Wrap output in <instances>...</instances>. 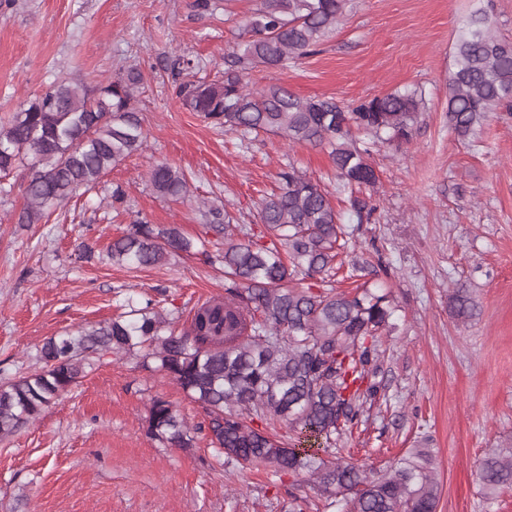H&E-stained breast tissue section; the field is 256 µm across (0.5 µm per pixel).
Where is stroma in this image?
<instances>
[{
  "mask_svg": "<svg viewBox=\"0 0 512 512\" xmlns=\"http://www.w3.org/2000/svg\"><path fill=\"white\" fill-rule=\"evenodd\" d=\"M258 0H6L0 5V121L60 81L89 86L131 69L143 75L136 106L147 144L49 221L21 224L28 169L0 179V383L40 369L50 337L117 317L127 299L189 311L222 294L224 267L195 256L157 266L112 264L106 251L138 218L202 235L199 201L261 235L257 212L296 167L325 187L356 246L336 276L352 291H391L398 310L377 339L379 400L346 439L347 455L375 466L415 448L433 452L437 512H512V489L485 500L479 468L488 449L512 443V110L488 113L457 138L448 123L453 45L476 9L512 41V0H349L316 53L278 69H255L251 85L331 98L343 109L396 90L421 89L425 110L409 142L376 143L378 182L360 190L374 212L348 213L326 149L272 134L224 132L186 108L176 80L221 79L241 27ZM192 60L175 72L177 59ZM183 170L189 200L157 195L149 169ZM122 187L120 210L110 206ZM92 260L80 259L83 247ZM475 304L467 322L449 308L453 289ZM173 403L190 424L201 409L166 375L137 358L92 359L85 375L33 422L0 439V512H288L298 491L315 512L310 485L264 471L226 475L205 435L193 447L151 439L152 397Z\"/></svg>",
  "mask_w": 512,
  "mask_h": 512,
  "instance_id": "obj_1",
  "label": "stroma"
}]
</instances>
